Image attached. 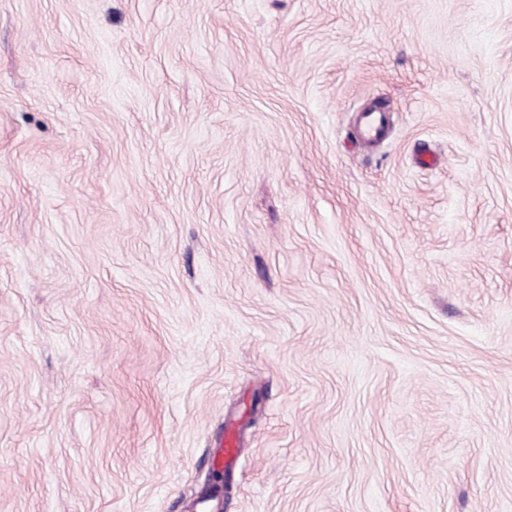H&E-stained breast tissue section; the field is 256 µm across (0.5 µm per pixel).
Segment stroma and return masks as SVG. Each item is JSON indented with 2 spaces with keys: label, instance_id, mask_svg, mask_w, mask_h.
Listing matches in <instances>:
<instances>
[{
  "label": "stroma",
  "instance_id": "stroma-1",
  "mask_svg": "<svg viewBox=\"0 0 512 512\" xmlns=\"http://www.w3.org/2000/svg\"><path fill=\"white\" fill-rule=\"evenodd\" d=\"M220 434L223 512H512V0H0V512Z\"/></svg>",
  "mask_w": 512,
  "mask_h": 512
}]
</instances>
